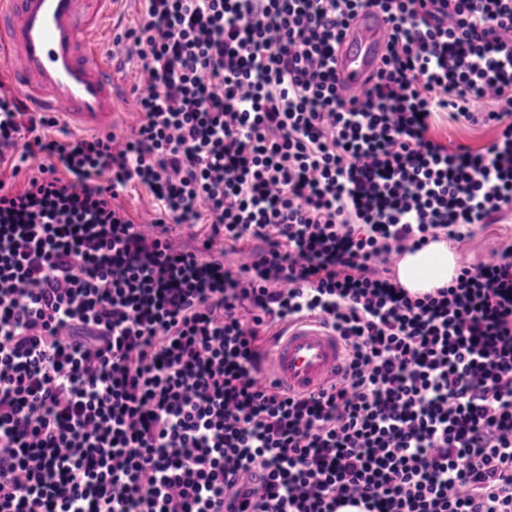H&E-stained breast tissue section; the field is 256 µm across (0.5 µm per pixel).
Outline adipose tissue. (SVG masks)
<instances>
[{"mask_svg": "<svg viewBox=\"0 0 512 512\" xmlns=\"http://www.w3.org/2000/svg\"><path fill=\"white\" fill-rule=\"evenodd\" d=\"M455 265L456 257L448 246L433 242L405 256L398 278L408 288L440 287L452 278Z\"/></svg>", "mask_w": 512, "mask_h": 512, "instance_id": "obj_1", "label": "adipose tissue"}]
</instances>
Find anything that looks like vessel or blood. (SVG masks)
<instances>
[{
	"instance_id": "b4317fda",
	"label": "vessel or blood",
	"mask_w": 512,
	"mask_h": 512,
	"mask_svg": "<svg viewBox=\"0 0 512 512\" xmlns=\"http://www.w3.org/2000/svg\"><path fill=\"white\" fill-rule=\"evenodd\" d=\"M116 0H0V62L19 93L59 124L90 132L111 130L118 100L112 53L103 35ZM389 24L375 8L359 12L336 50V79L347 93L361 90L387 52ZM345 350L313 317L279 326L265 372L291 394L339 382Z\"/></svg>"
}]
</instances>
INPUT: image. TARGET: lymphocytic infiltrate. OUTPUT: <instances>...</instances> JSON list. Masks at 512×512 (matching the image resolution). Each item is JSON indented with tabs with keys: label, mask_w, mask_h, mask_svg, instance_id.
<instances>
[{
	"label": "lymphocytic infiltrate",
	"mask_w": 512,
	"mask_h": 512,
	"mask_svg": "<svg viewBox=\"0 0 512 512\" xmlns=\"http://www.w3.org/2000/svg\"><path fill=\"white\" fill-rule=\"evenodd\" d=\"M114 41L150 85L120 143L45 137L0 82V512H512V244L423 295L388 267L512 205V0H140ZM442 112L494 140L449 149ZM307 316L345 373L291 395L260 334ZM389 24L376 8L359 12L336 50V79L349 94L377 73L387 52ZM117 203L127 211L130 218L140 224L151 219L155 211V201L141 186L131 185L117 199Z\"/></svg>",
	"instance_id": "obj_1"
}]
</instances>
